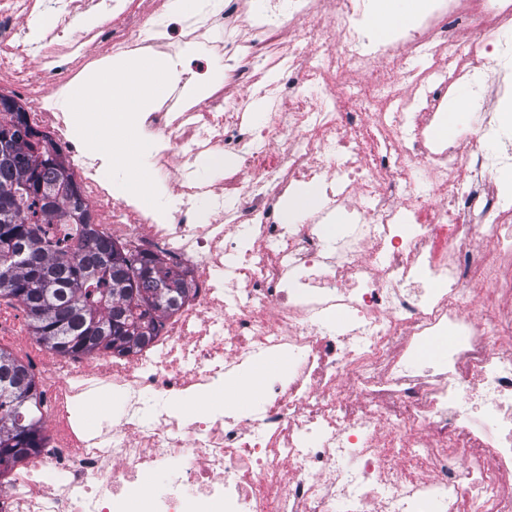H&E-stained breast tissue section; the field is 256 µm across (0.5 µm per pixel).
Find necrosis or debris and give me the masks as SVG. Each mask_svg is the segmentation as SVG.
<instances>
[{
  "instance_id": "obj_1",
  "label": "necrosis or debris",
  "mask_w": 512,
  "mask_h": 512,
  "mask_svg": "<svg viewBox=\"0 0 512 512\" xmlns=\"http://www.w3.org/2000/svg\"><path fill=\"white\" fill-rule=\"evenodd\" d=\"M35 10L60 23L74 11L122 18L123 35L94 40L113 55L169 42L166 0L141 15L125 0H0V74L27 92L87 59L76 44L59 49L55 29L37 67L18 66V21ZM368 11L369 0H260L239 27L215 0L184 21L185 41L209 36L215 51L231 50L225 73L246 91L229 104L214 95L203 110L171 102L145 127L190 158L239 150L222 197L185 168L175 206L147 214L76 166L96 233L160 257L193 292L132 360L63 357L26 338L48 379L49 435L0 476V512H128L133 502L139 512H419L425 502L432 512H512V354L500 350L512 342V206L494 180L512 174V146L486 149L501 136L486 108L467 151L431 128L449 83L480 91L479 57L499 64V92L512 91V0H430L416 28L389 38L370 30ZM290 13L310 20L317 63L303 70L290 67V48L271 62L258 42ZM459 21L474 33L465 54L451 33ZM408 58L427 66L396 82L379 67ZM276 61L284 68L267 81ZM348 70L371 88L350 111L325 94ZM298 86L315 99L291 96ZM258 99L266 119L249 131L243 119ZM319 177L329 208L366 202L329 246L318 234L324 213L284 224L276 208L294 182ZM205 200L219 221L196 223ZM437 336L448 339L440 363L410 369ZM278 354L288 370L251 412L173 411ZM100 388L121 393L120 410L97 431L78 428L75 411ZM148 470L160 486L142 483Z\"/></svg>"
}]
</instances>
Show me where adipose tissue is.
I'll list each match as a JSON object with an SVG mask.
<instances>
[{
    "instance_id": "ef3b65f1",
    "label": "adipose tissue",
    "mask_w": 512,
    "mask_h": 512,
    "mask_svg": "<svg viewBox=\"0 0 512 512\" xmlns=\"http://www.w3.org/2000/svg\"><path fill=\"white\" fill-rule=\"evenodd\" d=\"M427 0H372L371 18L377 33L390 25L409 24L424 11ZM178 72L168 57H144L119 74L99 68L72 89L67 106L81 137L108 170L120 171L123 185L141 195L147 206L157 204L138 160L150 145L137 133L145 112L174 84Z\"/></svg>"
}]
</instances>
